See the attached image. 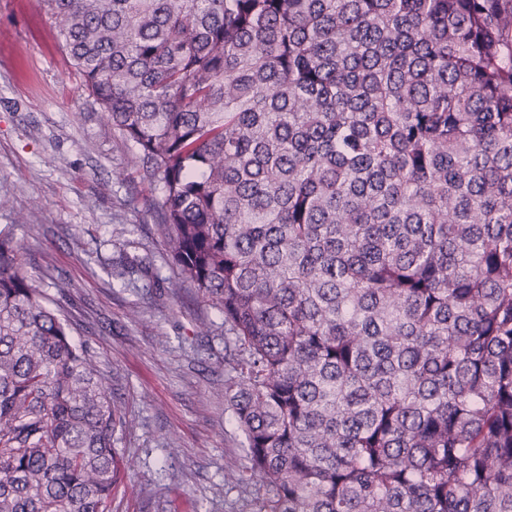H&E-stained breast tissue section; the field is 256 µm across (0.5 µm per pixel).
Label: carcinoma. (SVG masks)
<instances>
[{
	"mask_svg": "<svg viewBox=\"0 0 512 512\" xmlns=\"http://www.w3.org/2000/svg\"><path fill=\"white\" fill-rule=\"evenodd\" d=\"M224 314L260 512H512V0H38ZM0 232V512H111L126 426Z\"/></svg>",
	"mask_w": 512,
	"mask_h": 512,
	"instance_id": "carcinoma-1",
	"label": "carcinoma"
}]
</instances>
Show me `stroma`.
I'll return each instance as SVG.
<instances>
[{"label":"stroma","mask_w":512,"mask_h":512,"mask_svg":"<svg viewBox=\"0 0 512 512\" xmlns=\"http://www.w3.org/2000/svg\"><path fill=\"white\" fill-rule=\"evenodd\" d=\"M144 169L35 0H0V230L26 244V268L50 297L67 283L73 337L126 414L116 448L128 469L112 510L256 512L259 481L227 477L246 460L224 402V317L182 281ZM128 260L137 272L114 276Z\"/></svg>","instance_id":"stroma-1"}]
</instances>
